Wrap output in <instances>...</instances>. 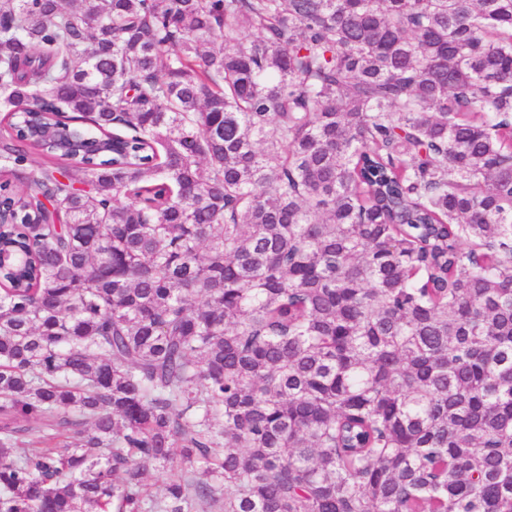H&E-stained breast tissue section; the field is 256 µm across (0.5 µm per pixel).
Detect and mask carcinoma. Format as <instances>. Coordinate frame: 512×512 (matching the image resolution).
<instances>
[{"label":"carcinoma","mask_w":512,"mask_h":512,"mask_svg":"<svg viewBox=\"0 0 512 512\" xmlns=\"http://www.w3.org/2000/svg\"><path fill=\"white\" fill-rule=\"evenodd\" d=\"M197 505L512 512V0H0V512ZM35 139H46L57 144L62 153H75L77 151V142L69 130L63 127H41L34 131Z\"/></svg>","instance_id":"obj_1"}]
</instances>
